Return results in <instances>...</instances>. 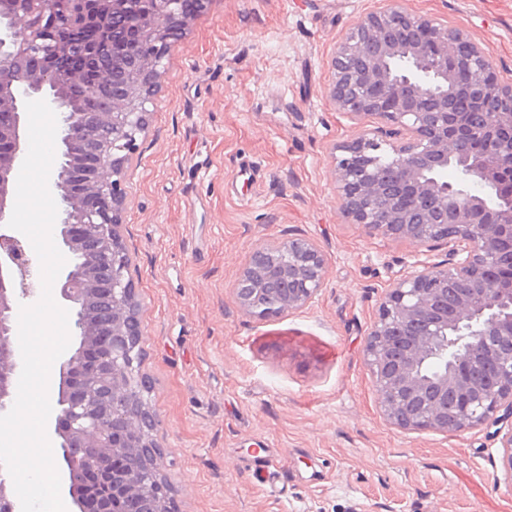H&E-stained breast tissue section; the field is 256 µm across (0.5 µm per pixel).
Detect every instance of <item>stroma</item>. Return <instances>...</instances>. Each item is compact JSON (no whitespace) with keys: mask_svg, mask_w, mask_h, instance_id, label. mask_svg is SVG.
I'll return each mask as SVG.
<instances>
[{"mask_svg":"<svg viewBox=\"0 0 512 512\" xmlns=\"http://www.w3.org/2000/svg\"><path fill=\"white\" fill-rule=\"evenodd\" d=\"M387 0H212L174 41L124 178L144 371L177 512H512L484 425L403 432L362 358L415 247L346 223L332 149L371 129L329 98L341 38ZM485 44L512 81V0H402ZM327 258L308 308L266 321L233 288L258 244Z\"/></svg>","mask_w":512,"mask_h":512,"instance_id":"35a3bbf8","label":"stroma"}]
</instances>
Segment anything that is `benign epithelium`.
I'll return each mask as SVG.
<instances>
[{
  "label": "benign epithelium",
  "mask_w": 512,
  "mask_h": 512,
  "mask_svg": "<svg viewBox=\"0 0 512 512\" xmlns=\"http://www.w3.org/2000/svg\"><path fill=\"white\" fill-rule=\"evenodd\" d=\"M53 0H22L0 10V414L16 398L20 298L41 294L35 259L7 226L24 161L25 103L44 99L57 116L61 165L49 188L59 205L56 238L78 262L62 270L54 290L78 317V347L59 362L50 399L54 460L61 492L73 512H169L170 465L149 409L142 356L131 337L143 336L136 285L123 276L129 252L120 233L127 163L112 152L136 122L147 123L148 98L171 47L170 29L186 27L210 0L186 15L181 0H71L61 19ZM87 23L112 31L132 24L139 41L124 73V94L92 113L61 87L82 81L75 29ZM467 46L472 74L461 85L448 57ZM489 49L438 18L418 15L401 0L367 14L331 60L329 97L355 120L377 127L334 148L336 195L347 223L369 235L416 248L448 246L440 262L390 282L365 335L362 356L383 418L406 432L446 435L512 418V281L489 277L492 265L512 267V82H488ZM449 168L454 182L441 179ZM405 188L415 203L396 208ZM93 196L100 205L89 209ZM496 215L480 224L477 215ZM112 257L109 304L92 309L99 293L96 265ZM327 258L315 240L297 235L256 246L233 294L246 313L270 320L309 305L323 288ZM439 362L434 373L426 371ZM503 480L512 487V424L497 430ZM0 512H21L0 476Z\"/></svg>",
  "instance_id": "benign-epithelium-1"
}]
</instances>
